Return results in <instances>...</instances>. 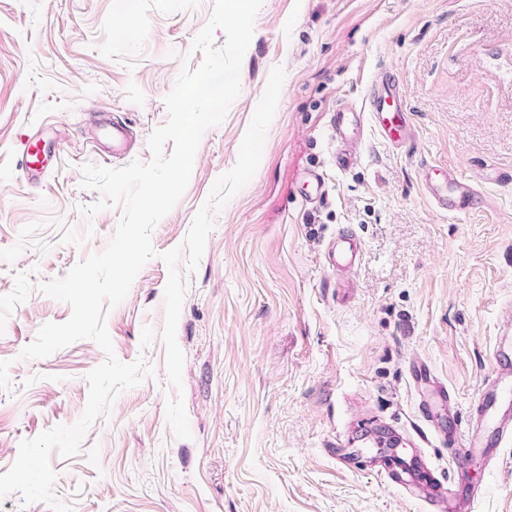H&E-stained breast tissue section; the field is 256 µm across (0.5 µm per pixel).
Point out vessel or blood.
Segmentation results:
<instances>
[{"label":"vessel or blood","mask_w":512,"mask_h":512,"mask_svg":"<svg viewBox=\"0 0 512 512\" xmlns=\"http://www.w3.org/2000/svg\"><path fill=\"white\" fill-rule=\"evenodd\" d=\"M373 125L380 140L394 150L412 144L414 132L404 92L392 78L376 83L371 96L361 105H338L330 116V133L337 145L336 163L349 167L355 156L354 143L365 125ZM429 196L437 205L455 214L478 198L475 185L453 172H445L441 180L424 179ZM328 257L339 270L353 268L361 258V244L350 232L338 233L328 245ZM480 410L468 427H456L448 432V449L453 463L450 483L438 479L428 461L414 456L409 462L392 467L388 477L408 492L423 491L443 512H472L480 496V486L468 483L466 472L474 454H491L493 448L512 435V369H503L482 389Z\"/></svg>","instance_id":"vessel-or-blood-1"}]
</instances>
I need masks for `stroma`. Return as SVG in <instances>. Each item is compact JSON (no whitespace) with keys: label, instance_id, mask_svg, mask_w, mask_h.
<instances>
[{"label":"stroma","instance_id":"1","mask_svg":"<svg viewBox=\"0 0 512 512\" xmlns=\"http://www.w3.org/2000/svg\"><path fill=\"white\" fill-rule=\"evenodd\" d=\"M213 0H0V295L15 276H64L105 249L116 207L86 218L99 191L84 165L148 162L165 97L203 54L193 40ZM285 79L259 166L214 216L177 326L192 436L166 418L174 396L159 338L167 268L216 179L231 169L270 71ZM404 90L414 144L366 132L337 170L329 118L362 103L385 73ZM241 92L208 129L187 188L152 235L157 253L106 326L118 359L152 373L116 398L69 459L52 456L53 494L74 512H434L387 486L374 440L385 432L440 478L448 447L419 414L423 363L465 420L500 370L512 320V0H263L240 72ZM126 130L112 152L109 122ZM46 155L41 182L21 166L26 141ZM454 169L484 199L449 214L427 197L423 165ZM325 182L315 193L309 172ZM72 228L82 245L64 243ZM362 245L349 272L325 252L342 230ZM69 306L40 292L0 332V474L22 440L75 423L86 374L105 354L82 339L41 359L22 350ZM483 492L473 512H512V440L473 458Z\"/></svg>","mask_w":512,"mask_h":512}]
</instances>
